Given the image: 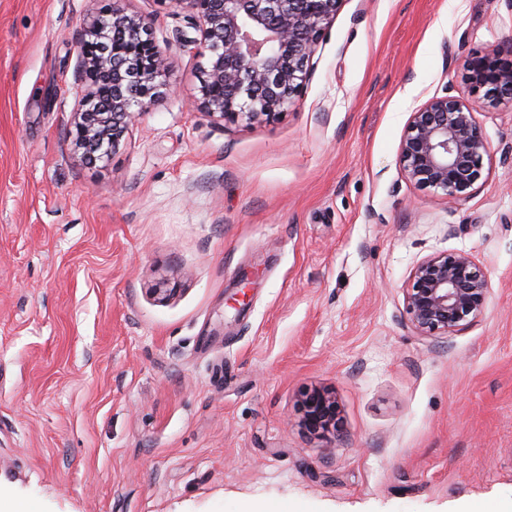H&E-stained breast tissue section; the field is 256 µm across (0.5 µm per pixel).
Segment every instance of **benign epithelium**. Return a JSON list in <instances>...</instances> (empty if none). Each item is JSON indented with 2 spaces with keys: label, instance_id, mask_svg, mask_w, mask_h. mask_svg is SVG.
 <instances>
[{
  "label": "benign epithelium",
  "instance_id": "7a95c632",
  "mask_svg": "<svg viewBox=\"0 0 512 512\" xmlns=\"http://www.w3.org/2000/svg\"><path fill=\"white\" fill-rule=\"evenodd\" d=\"M112 0L84 29L75 78L86 83L73 115V144L95 163L117 151L137 115L160 96L168 62L152 37V18L129 14ZM189 14L200 33L197 107L224 122L274 121L298 96L309 62L341 0H158ZM512 50L471 56L465 78L484 90L477 102L433 97L412 113L401 142L405 176L442 193L451 204L468 198L481 179L488 147L476 104L512 100ZM490 294L485 270L466 252L432 255L412 270L404 311L423 336L458 331L483 315ZM303 425L313 433L336 428V400L323 390L302 399Z\"/></svg>",
  "mask_w": 512,
  "mask_h": 512
}]
</instances>
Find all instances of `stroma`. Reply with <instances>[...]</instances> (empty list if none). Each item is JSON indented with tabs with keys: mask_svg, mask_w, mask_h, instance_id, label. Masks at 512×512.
<instances>
[{
	"mask_svg": "<svg viewBox=\"0 0 512 512\" xmlns=\"http://www.w3.org/2000/svg\"><path fill=\"white\" fill-rule=\"evenodd\" d=\"M111 6L0 0V512H512V103L475 109L466 200L400 165L412 112L512 45V0H342L301 94L253 124L195 107L185 13L123 0L167 82L87 164L78 39ZM447 251L487 308L422 336L403 289ZM303 425L313 433L336 429V400L328 392L313 390L302 399Z\"/></svg>",
	"mask_w": 512,
	"mask_h": 512,
	"instance_id": "obj_1",
	"label": "stroma"
}]
</instances>
